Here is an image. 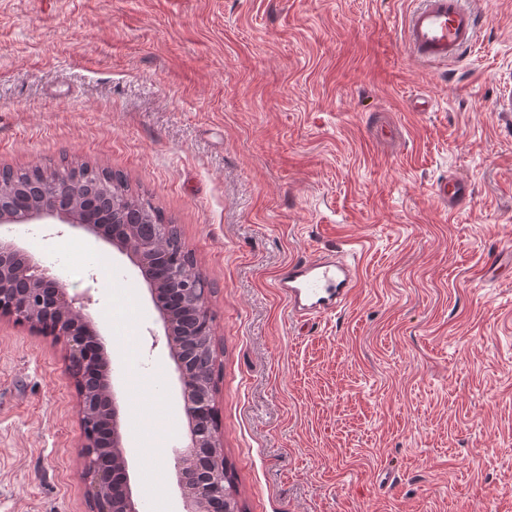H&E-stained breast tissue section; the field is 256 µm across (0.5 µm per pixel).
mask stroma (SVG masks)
Wrapping results in <instances>:
<instances>
[{
	"instance_id": "stroma-1",
	"label": "stroma",
	"mask_w": 512,
	"mask_h": 512,
	"mask_svg": "<svg viewBox=\"0 0 512 512\" xmlns=\"http://www.w3.org/2000/svg\"><path fill=\"white\" fill-rule=\"evenodd\" d=\"M417 0H0V168L75 157L172 220L209 283L215 418L243 512H512V0L457 64L405 51ZM427 96L419 111L414 101ZM454 174V212L432 193ZM54 256L105 339L132 489L180 512L176 366L132 261L80 229ZM342 250L344 311L291 318L289 262ZM64 343L0 317V512H89ZM432 190L437 203L448 208V212L456 210L472 196L469 182L455 175H448L436 181Z\"/></svg>"
}]
</instances>
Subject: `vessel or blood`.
<instances>
[{
    "label": "vessel or blood",
    "mask_w": 512,
    "mask_h": 512,
    "mask_svg": "<svg viewBox=\"0 0 512 512\" xmlns=\"http://www.w3.org/2000/svg\"><path fill=\"white\" fill-rule=\"evenodd\" d=\"M482 15L475 0H419L404 26L411 58L428 67L459 61L474 45ZM438 204L456 210L472 196L469 182L455 175L436 181ZM293 314L318 318L348 305L360 286L356 265L337 256H315L288 263L277 278Z\"/></svg>",
    "instance_id": "obj_1"
}]
</instances>
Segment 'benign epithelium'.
Segmentation results:
<instances>
[{"label": "benign epithelium", "mask_w": 512, "mask_h": 512, "mask_svg": "<svg viewBox=\"0 0 512 512\" xmlns=\"http://www.w3.org/2000/svg\"><path fill=\"white\" fill-rule=\"evenodd\" d=\"M77 195L72 184L63 183L54 199L8 211L0 208V224H65L129 255L159 311L188 416L190 445L176 460L182 512H241L238 501L224 487V442L211 426L216 384L194 376L190 350L181 340L185 301H191L189 316L193 320L210 324L207 296L199 293L181 268L170 263L156 238L144 235L145 225L105 223V211L94 199L80 212L59 204V200ZM22 254L13 238L0 235V314L37 330L52 321L55 335L66 343L83 431L81 477L87 486L90 512H142L130 486L111 360L101 334L84 312L83 299L70 295L48 268L33 258L23 271L14 266Z\"/></svg>", "instance_id": "7a95c632"}]
</instances>
